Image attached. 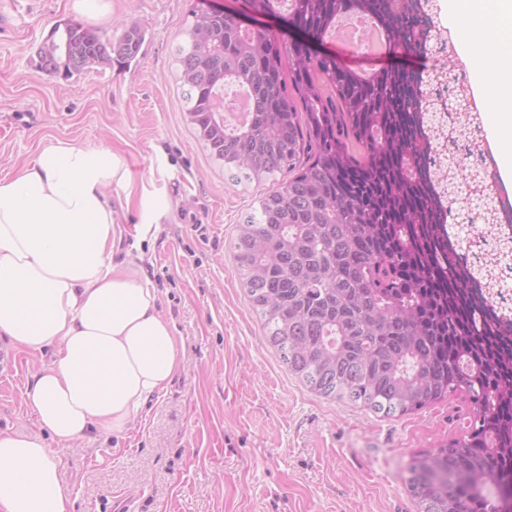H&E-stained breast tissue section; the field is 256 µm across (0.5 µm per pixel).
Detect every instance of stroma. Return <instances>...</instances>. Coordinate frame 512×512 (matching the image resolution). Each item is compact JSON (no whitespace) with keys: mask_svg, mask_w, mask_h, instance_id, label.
I'll return each mask as SVG.
<instances>
[{"mask_svg":"<svg viewBox=\"0 0 512 512\" xmlns=\"http://www.w3.org/2000/svg\"><path fill=\"white\" fill-rule=\"evenodd\" d=\"M86 26L115 33L141 22L128 66L72 77L39 67L73 0H11L0 8V177L52 140L119 153L132 175L114 259L159 291L182 338L180 368L122 436L59 452L73 512H416L411 459L462 437L472 414L457 393L385 418L306 389L269 347L235 272L236 226L265 191L237 184L186 120L174 49L196 0H104ZM0 430L38 433L25 390L49 355L0 338Z\"/></svg>","mask_w":512,"mask_h":512,"instance_id":"1","label":"stroma"}]
</instances>
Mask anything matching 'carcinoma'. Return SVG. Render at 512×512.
<instances>
[{"instance_id": "cac0c4a2", "label": "carcinoma", "mask_w": 512, "mask_h": 512, "mask_svg": "<svg viewBox=\"0 0 512 512\" xmlns=\"http://www.w3.org/2000/svg\"><path fill=\"white\" fill-rule=\"evenodd\" d=\"M294 36L248 30L197 0L175 49L189 123L238 183L272 188L237 225L236 272L264 337L312 393L384 417L457 392L464 436L412 458L416 512H501L512 505V313L492 253L512 214L460 111L467 80L427 66L436 0H244ZM361 15L393 61L370 73L323 49L336 21ZM144 34L117 38L69 20L38 48L41 70L71 77L134 59ZM420 63L412 65L402 56ZM246 92L248 119H224V85ZM284 179H278V176ZM468 203L478 223L451 222Z\"/></svg>"}]
</instances>
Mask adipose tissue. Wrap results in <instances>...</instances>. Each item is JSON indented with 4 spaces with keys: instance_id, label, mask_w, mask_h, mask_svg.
Returning <instances> with one entry per match:
<instances>
[{
    "instance_id": "1",
    "label": "adipose tissue",
    "mask_w": 512,
    "mask_h": 512,
    "mask_svg": "<svg viewBox=\"0 0 512 512\" xmlns=\"http://www.w3.org/2000/svg\"><path fill=\"white\" fill-rule=\"evenodd\" d=\"M446 19L512 180V0H447ZM130 188L111 149L60 140L0 178V337L51 355L26 391L40 435L0 432V512H71L54 443L126 432L179 368L157 288L113 260L112 192Z\"/></svg>"
}]
</instances>
